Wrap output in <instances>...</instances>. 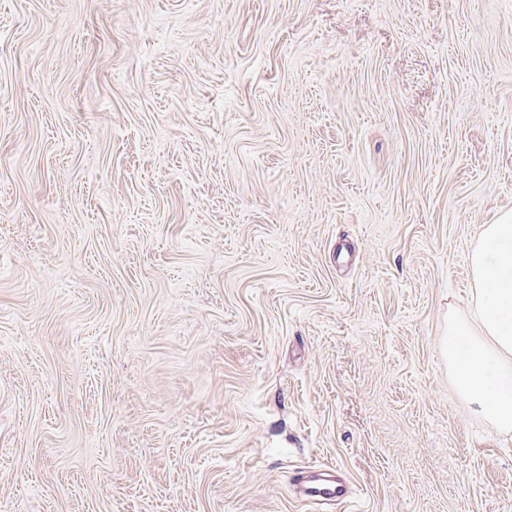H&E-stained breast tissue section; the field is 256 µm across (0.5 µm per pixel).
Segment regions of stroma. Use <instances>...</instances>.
I'll list each match as a JSON object with an SVG mask.
<instances>
[{"instance_id": "obj_1", "label": "stroma", "mask_w": 512, "mask_h": 512, "mask_svg": "<svg viewBox=\"0 0 512 512\" xmlns=\"http://www.w3.org/2000/svg\"><path fill=\"white\" fill-rule=\"evenodd\" d=\"M508 210L512 0H0V512H512ZM477 309L448 325L442 348L457 386L483 417L512 430V211L487 224L469 253ZM331 469L311 470L302 476L300 491L313 503L322 504L346 498L348 489L342 478L336 479Z\"/></svg>"}]
</instances>
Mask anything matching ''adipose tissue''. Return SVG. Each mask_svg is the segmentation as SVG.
<instances>
[{"label":"adipose tissue","mask_w":512,"mask_h":512,"mask_svg":"<svg viewBox=\"0 0 512 512\" xmlns=\"http://www.w3.org/2000/svg\"><path fill=\"white\" fill-rule=\"evenodd\" d=\"M475 315L448 326L442 348L478 414L512 430V211L486 225L469 253Z\"/></svg>","instance_id":"ef3b65f1"}]
</instances>
